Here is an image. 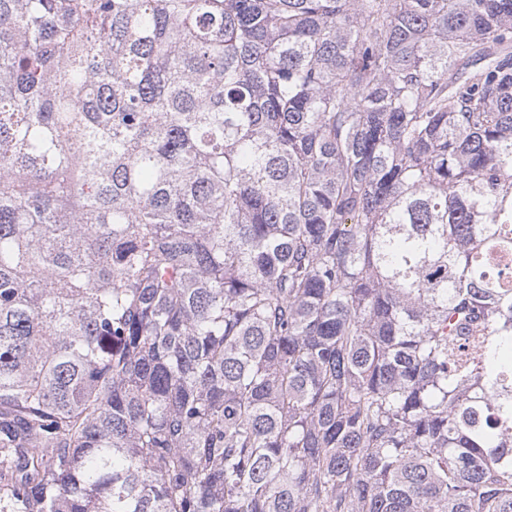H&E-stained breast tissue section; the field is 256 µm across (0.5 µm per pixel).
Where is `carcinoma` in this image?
Listing matches in <instances>:
<instances>
[{
  "label": "carcinoma",
  "mask_w": 512,
  "mask_h": 512,
  "mask_svg": "<svg viewBox=\"0 0 512 512\" xmlns=\"http://www.w3.org/2000/svg\"><path fill=\"white\" fill-rule=\"evenodd\" d=\"M512 0H0V503L512 512Z\"/></svg>",
  "instance_id": "1"
}]
</instances>
